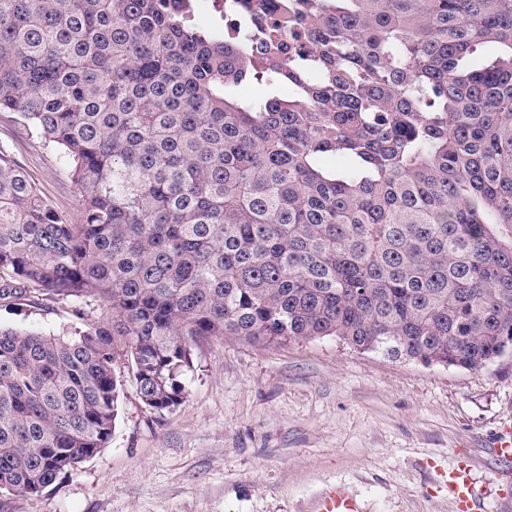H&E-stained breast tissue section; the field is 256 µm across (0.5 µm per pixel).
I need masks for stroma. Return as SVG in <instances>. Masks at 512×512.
Instances as JSON below:
<instances>
[{
    "instance_id": "obj_1",
    "label": "stroma",
    "mask_w": 512,
    "mask_h": 512,
    "mask_svg": "<svg viewBox=\"0 0 512 512\" xmlns=\"http://www.w3.org/2000/svg\"><path fill=\"white\" fill-rule=\"evenodd\" d=\"M0 148L66 212L78 195L58 151L0 112ZM0 324L74 331L67 308L0 307ZM186 393L156 411L124 376L112 437L42 494L0 512H315L343 487L357 512H458L447 475L467 461L482 512H512L492 443L512 429V356L473 373L360 352L333 337L280 345L213 338Z\"/></svg>"
}]
</instances>
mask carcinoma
<instances>
[{
  "label": "carcinoma",
  "instance_id": "carcinoma-1",
  "mask_svg": "<svg viewBox=\"0 0 512 512\" xmlns=\"http://www.w3.org/2000/svg\"><path fill=\"white\" fill-rule=\"evenodd\" d=\"M0 112L79 195L59 210L0 148V302L76 320L0 326V490L106 447L119 360L162 411L213 337L512 353V0H224L210 26L183 0H0ZM1 326L32 329L55 334L74 332V318L66 307L57 304L49 306L20 305L12 308L0 307Z\"/></svg>",
  "mask_w": 512,
  "mask_h": 512
}]
</instances>
